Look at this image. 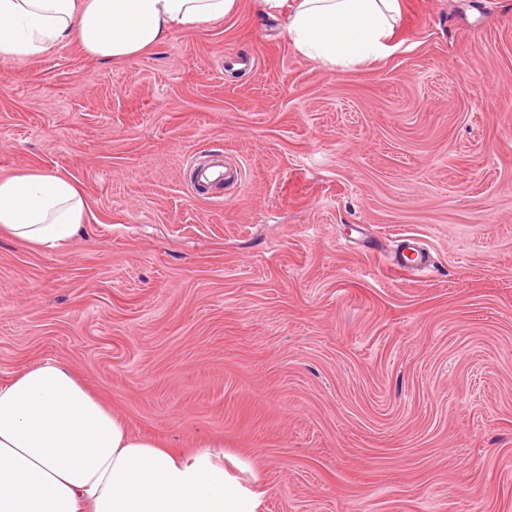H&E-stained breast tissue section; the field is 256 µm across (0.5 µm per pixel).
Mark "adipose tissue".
I'll list each match as a JSON object with an SVG mask.
<instances>
[{
  "label": "adipose tissue",
  "mask_w": 512,
  "mask_h": 512,
  "mask_svg": "<svg viewBox=\"0 0 512 512\" xmlns=\"http://www.w3.org/2000/svg\"><path fill=\"white\" fill-rule=\"evenodd\" d=\"M286 18L297 52L328 70L398 48L402 0H254ZM238 0H0V58H37L72 39L89 56L131 60L170 35L223 20ZM76 184L33 170L0 178V235L46 250L82 229ZM262 476L213 445L184 453L133 435L64 364L0 385V512H260Z\"/></svg>",
  "instance_id": "1"
}]
</instances>
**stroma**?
<instances>
[{"label": "stroma", "mask_w": 512, "mask_h": 512, "mask_svg": "<svg viewBox=\"0 0 512 512\" xmlns=\"http://www.w3.org/2000/svg\"><path fill=\"white\" fill-rule=\"evenodd\" d=\"M403 5L333 72L252 0L0 59V177L87 203L65 250L0 236V384L64 363L135 435L256 458L262 512H512V0ZM212 152L241 176L190 192Z\"/></svg>", "instance_id": "stroma-1"}]
</instances>
